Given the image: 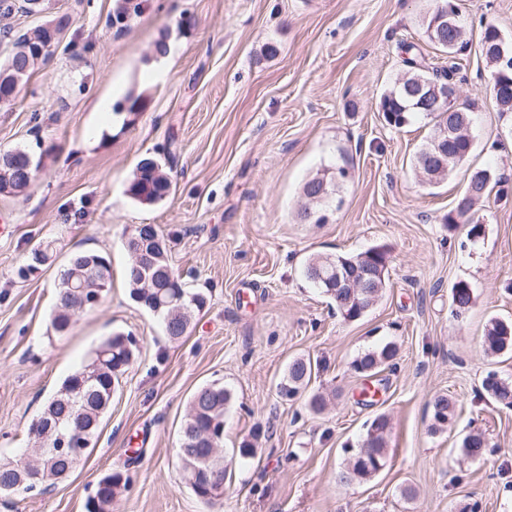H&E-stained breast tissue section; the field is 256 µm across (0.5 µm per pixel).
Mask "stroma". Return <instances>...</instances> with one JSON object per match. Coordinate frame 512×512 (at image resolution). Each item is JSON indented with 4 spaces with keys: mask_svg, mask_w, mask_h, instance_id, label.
<instances>
[{
    "mask_svg": "<svg viewBox=\"0 0 512 512\" xmlns=\"http://www.w3.org/2000/svg\"><path fill=\"white\" fill-rule=\"evenodd\" d=\"M438 0H42L0 29L18 34L64 19L61 43L38 63L15 102L0 108V150L41 158L24 194H0V458L34 446L31 423L62 380L106 337H135L137 352L103 416L95 449L40 493L0 494V512H86L97 481L130 478L112 512H512V407L490 398L488 371L512 380V357L488 355L493 318L512 322V114L489 98L490 70L477 40L456 61L471 115L465 165L437 181L416 156L434 132L416 115L388 126L383 95L402 79L400 44L428 66L448 59L426 25ZM459 22L496 24L512 40V0H458ZM156 159L173 182L163 201L128 193L138 162ZM350 172L336 177L337 168ZM491 168L502 183L480 212L483 234L448 228L468 173ZM326 179L325 223L305 220L306 181ZM155 225L188 287L207 297L189 332L170 340L162 322L129 297L124 241ZM56 243L36 268L29 253ZM390 251L379 301L344 321L305 276L314 256ZM112 266L101 306L68 335L51 326L60 273L72 253ZM474 298L455 314L450 292ZM394 343L393 368L356 373L364 352ZM317 362L313 390L326 408L282 401L289 362ZM223 382L224 448L260 432L254 458L234 459L224 496L196 497L177 456L194 391ZM456 412L429 431V402ZM390 421L387 463L376 476L338 474L376 415ZM150 430L137 462L128 449ZM488 448L459 450L470 430Z\"/></svg>",
    "mask_w": 512,
    "mask_h": 512,
    "instance_id": "1",
    "label": "stroma"
}]
</instances>
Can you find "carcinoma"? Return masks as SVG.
Instances as JSON below:
<instances>
[{
	"instance_id": "cac0c4a2",
	"label": "carcinoma",
	"mask_w": 512,
	"mask_h": 512,
	"mask_svg": "<svg viewBox=\"0 0 512 512\" xmlns=\"http://www.w3.org/2000/svg\"><path fill=\"white\" fill-rule=\"evenodd\" d=\"M429 40L442 52L452 55L461 52L468 45L463 27L450 31L440 38L437 31L426 27ZM403 63L408 67L407 78L396 83L383 95L381 109L384 114L396 117L402 115L411 119L418 109L414 107L416 99L409 91L422 85L449 84L453 82L455 64L448 68L429 69L425 60L417 54L405 51ZM490 91L498 111L512 112V73L508 74L506 87L490 84ZM436 146L430 141L417 155L418 166L426 171L438 168L435 160ZM161 168L152 158L143 159V165L136 168V174L130 183L129 194L143 204H155L164 200L172 191V181L167 173L154 177L151 170ZM477 181L479 193L470 199L469 207L463 211L451 210L445 218L446 224H468V235L476 239L482 234V224L474 218L475 204L487 198L500 184L487 169H475L470 172L467 181ZM151 233L145 246L149 259V271L140 269L135 259H130L125 271L130 298L158 317L164 324L167 336L171 340L182 338L190 327L194 316L207 304V297L200 291L185 287L168 259V244L165 237L154 225H149ZM56 251L55 243H39L30 252V264L49 263ZM101 255L92 252L76 253L71 256L66 268L61 271L56 310L51 325L54 331L64 334L74 318L83 313L75 306L71 281L85 279L88 284L105 280L106 286L112 284L111 265L100 262ZM339 257L318 256L310 259L306 270L319 269L327 275L333 271ZM321 288L336 306L343 320L354 322L362 315L352 313V308L344 304L341 294L320 281ZM473 292L466 281H459L451 288V306L459 314L469 308ZM486 351L493 355L512 352V323L494 320L486 328L483 336ZM136 340L129 334L115 333L100 343L90 356L74 372L64 378L59 388L48 398L39 418L30 427V433L43 445L36 456V468L39 474L37 483H32L18 463L0 460V492L30 493L33 489L45 490L69 475L66 469V454H89L96 445L99 423L112 401V395L120 387L122 377L135 358ZM397 355V347L389 342L376 350L368 351L358 357L353 368L361 374L373 375L381 368L391 365ZM314 372L311 359L296 358L288 364V370L277 385V395L292 401L305 393ZM483 390L494 400L512 406V381L503 379L493 371L487 372L482 380ZM233 400L231 390L220 383H212L198 388L192 395L188 413L182 427L178 457L187 474L189 484L195 495L210 501L224 494V481L229 477L224 466V413ZM455 403L445 395L434 397L431 403V431L444 430L453 416ZM389 420L384 415L376 416L367 428L365 437L374 438L373 450L377 461L362 455L357 449L338 478L344 483L354 480H367L378 473V468L387 463ZM217 449L211 453V449ZM487 448V440L481 432H471L464 436L460 450L467 456L479 458ZM129 477L121 472H113L102 477L96 486L94 495L88 499L87 512H112V500L120 488L127 486Z\"/></svg>"
}]
</instances>
